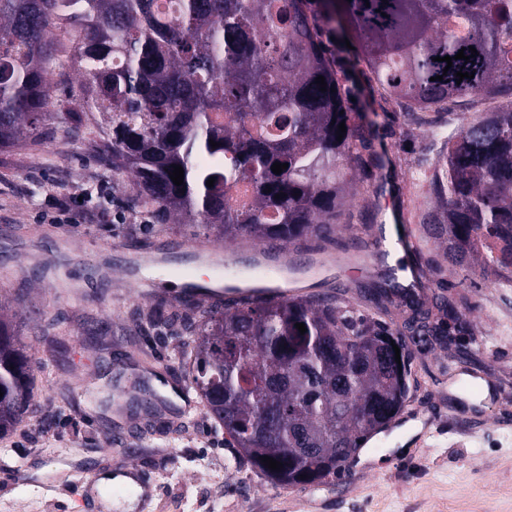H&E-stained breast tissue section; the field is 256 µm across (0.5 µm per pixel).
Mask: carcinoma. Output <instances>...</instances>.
<instances>
[{"instance_id":"obj_1","label":"carcinoma","mask_w":512,"mask_h":512,"mask_svg":"<svg viewBox=\"0 0 512 512\" xmlns=\"http://www.w3.org/2000/svg\"><path fill=\"white\" fill-rule=\"evenodd\" d=\"M332 22L356 41L387 100L446 112L496 102L447 135L429 181L434 206L421 223L425 240L446 243L442 261L426 264L433 276L468 270L472 238L481 236L499 245L482 276L512 283V0H319L315 15L307 0H169L165 11L160 0H0V148L23 145L58 116L80 136V113L54 111L67 105L52 96L63 29L81 105L101 132L97 161L134 178L132 207L161 226L215 229L226 242L331 240L353 168L365 173L376 162L371 128L320 39V24ZM461 49L469 60L436 61ZM250 115L259 123L246 124ZM275 162L288 168L276 175ZM175 165L180 186L169 177ZM243 181L251 195L230 201L226 191ZM202 292L224 309L187 293L180 306L194 314L179 326L164 304L141 321L186 334L188 384L224 427L236 462L276 486L340 477L410 398V344L448 346L453 309L426 306L391 273L370 276L358 297L385 316L392 308L405 315L397 333L334 291ZM35 367L18 325L0 318V439L37 413ZM264 456L283 468L269 469Z\"/></svg>"}]
</instances>
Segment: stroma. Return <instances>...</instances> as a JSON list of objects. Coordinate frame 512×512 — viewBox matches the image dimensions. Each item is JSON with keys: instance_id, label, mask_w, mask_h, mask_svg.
Instances as JSON below:
<instances>
[{"instance_id": "35a3bbf8", "label": "stroma", "mask_w": 512, "mask_h": 512, "mask_svg": "<svg viewBox=\"0 0 512 512\" xmlns=\"http://www.w3.org/2000/svg\"><path fill=\"white\" fill-rule=\"evenodd\" d=\"M331 63L366 122L379 133L380 157L371 180L354 177L336 231L350 244L352 214L377 218L367 197L406 180L416 208L411 231L421 235L420 211L432 205L427 182L440 147L431 127L455 128L487 109V102L450 112L387 107L345 33L322 28ZM99 132L84 127L72 137L66 123L23 146L0 149V266L15 278L0 292L25 295L18 313L28 351L41 363L38 414L0 439V512H82L65 475L97 465L108 471L134 462L157 484L144 512H512V288L487 286L480 272L451 270L428 289L429 302L448 300L447 348L412 346L418 384L397 429L382 452L361 450L344 476L325 486L281 488L266 484L224 444L204 407L183 419L178 403L163 405L154 419L137 416L130 453L104 456L108 431L126 429L125 418L103 410L106 383L130 352L167 362L183 377L181 337L127 331L136 310L173 302L175 292L145 297L130 288L124 268L129 252L172 247L176 263L190 262L184 244L207 246L213 237L146 225L130 207L133 179L101 166L94 157ZM116 250L97 256L92 240ZM48 327L59 342L45 344ZM483 347H475L474 338ZM488 379L499 390L471 397L470 379ZM25 470V482L13 474Z\"/></svg>"}]
</instances>
